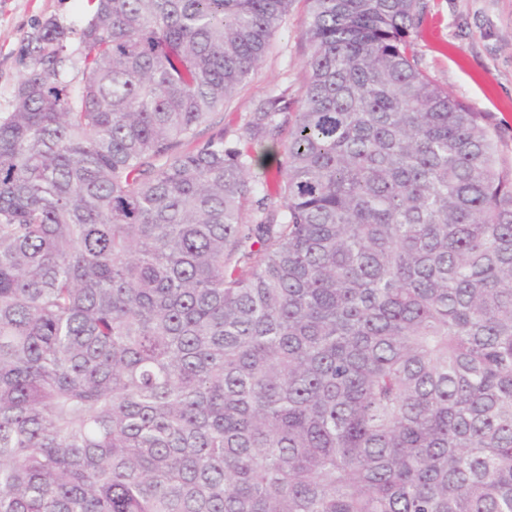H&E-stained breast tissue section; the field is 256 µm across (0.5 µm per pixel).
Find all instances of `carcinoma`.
<instances>
[{
	"label": "carcinoma",
	"instance_id": "1",
	"mask_svg": "<svg viewBox=\"0 0 512 512\" xmlns=\"http://www.w3.org/2000/svg\"><path fill=\"white\" fill-rule=\"evenodd\" d=\"M288 3L88 0L77 49L29 36L0 112V512H512L490 115L420 68L422 0H309L301 106L276 86L199 140ZM287 123L273 200L253 145Z\"/></svg>",
	"mask_w": 512,
	"mask_h": 512
}]
</instances>
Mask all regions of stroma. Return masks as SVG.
Here are the masks:
<instances>
[{
	"instance_id": "obj_1",
	"label": "stroma",
	"mask_w": 512,
	"mask_h": 512,
	"mask_svg": "<svg viewBox=\"0 0 512 512\" xmlns=\"http://www.w3.org/2000/svg\"><path fill=\"white\" fill-rule=\"evenodd\" d=\"M308 13L309 0H291L257 71L219 116L227 134L238 131L274 86L303 100ZM89 15L87 0H0V112L8 110L30 63L27 37L36 25L52 18L77 28ZM414 38L424 71L456 98L489 113L499 161L512 166V0H425Z\"/></svg>"
}]
</instances>
